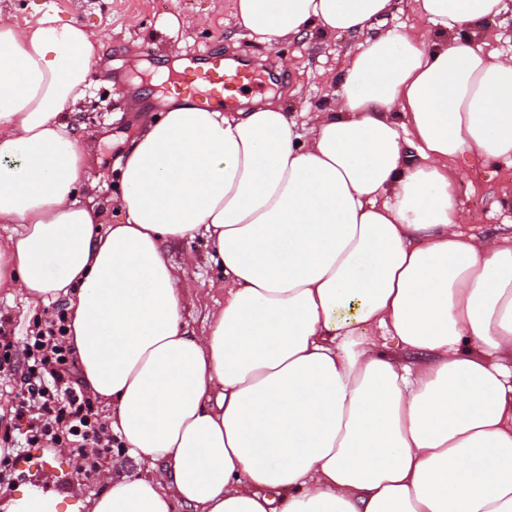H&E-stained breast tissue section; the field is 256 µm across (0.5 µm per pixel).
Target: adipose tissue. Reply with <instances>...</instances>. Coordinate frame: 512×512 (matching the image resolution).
<instances>
[{"label": "adipose tissue", "mask_w": 512, "mask_h": 512, "mask_svg": "<svg viewBox=\"0 0 512 512\" xmlns=\"http://www.w3.org/2000/svg\"><path fill=\"white\" fill-rule=\"evenodd\" d=\"M235 0L274 47L354 36L332 97L289 118L173 103L120 166L122 223L74 198L67 116L100 46L0 25V291L67 298L82 379L141 474L87 512H512V232L476 239L454 161L512 163V0ZM196 236L224 271L183 326ZM394 7L386 16V28L410 29L419 23L415 0H395ZM163 248L167 258L175 264H182L189 255L195 258L182 288H185L189 301V316L186 317L189 329L200 333L205 328L207 312L216 306V302H224V278L209 262L210 248L200 238H186L165 244Z\"/></svg>", "instance_id": "1"}]
</instances>
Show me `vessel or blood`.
<instances>
[{
  "mask_svg": "<svg viewBox=\"0 0 512 512\" xmlns=\"http://www.w3.org/2000/svg\"><path fill=\"white\" fill-rule=\"evenodd\" d=\"M196 61L186 67L174 91L179 95L218 101L224 108H233L244 91L256 88L254 73L242 63L229 62L210 49L195 54Z\"/></svg>",
  "mask_w": 512,
  "mask_h": 512,
  "instance_id": "obj_1",
  "label": "vessel or blood"
}]
</instances>
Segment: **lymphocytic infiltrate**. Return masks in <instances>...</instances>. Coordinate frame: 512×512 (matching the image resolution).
<instances>
[{"label": "lymphocytic infiltrate", "instance_id": "obj_1", "mask_svg": "<svg viewBox=\"0 0 512 512\" xmlns=\"http://www.w3.org/2000/svg\"><path fill=\"white\" fill-rule=\"evenodd\" d=\"M74 350L68 342L66 319L57 316L46 329L33 333L27 345L22 397L16 408L24 416L29 403L39 404L43 423L25 433L28 444L55 442L62 437L78 438L85 460V472H92L102 455L111 453V443L103 442L104 423L94 412L82 385L72 382Z\"/></svg>", "mask_w": 512, "mask_h": 512}]
</instances>
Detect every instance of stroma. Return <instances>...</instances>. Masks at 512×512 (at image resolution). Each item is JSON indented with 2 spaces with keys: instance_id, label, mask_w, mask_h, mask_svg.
Here are the masks:
<instances>
[{
  "instance_id": "35a3bbf8",
  "label": "stroma",
  "mask_w": 512,
  "mask_h": 512,
  "mask_svg": "<svg viewBox=\"0 0 512 512\" xmlns=\"http://www.w3.org/2000/svg\"><path fill=\"white\" fill-rule=\"evenodd\" d=\"M233 4L234 0H0V24L33 25L46 15L62 23H78L99 40L103 56L118 64L109 75L92 70L85 99L68 118V131L75 139H83L90 128L100 132L88 145L94 158L88 174L96 186L90 193L78 194V201L114 213L118 192L115 168L145 129L141 113L132 108L131 93L139 91L154 105L166 97L168 90L156 74L159 66L166 64L171 48H178L183 57L205 46L227 57L245 56L255 61L268 54V46L237 36ZM352 42V37L342 34L320 43L306 36L280 45L288 65L277 73H259L261 93L272 94L274 102L291 116H300L327 100L333 90L330 76ZM137 60L149 62L152 83H138L133 66ZM457 165V199L466 215L465 231L481 238L512 225V208L496 205L502 189L512 190V164H484L466 155ZM164 251L176 264L189 256L195 259L183 283L189 301L186 321L190 329L203 331L207 312L224 299V280L209 261V249L202 239L186 238L165 244ZM65 308L62 299L46 305L19 290L0 294V334L12 344L8 360L0 363L2 453H9L19 430L28 424L27 419L15 415L25 371L26 338L35 326H46ZM78 465L79 459L67 443L26 449L14 457L7 474L0 476V505L9 506L22 488L50 489L68 496L78 492L92 499L107 489L108 478L133 469L130 460L107 455L90 477L83 478L77 474Z\"/></svg>"
}]
</instances>
